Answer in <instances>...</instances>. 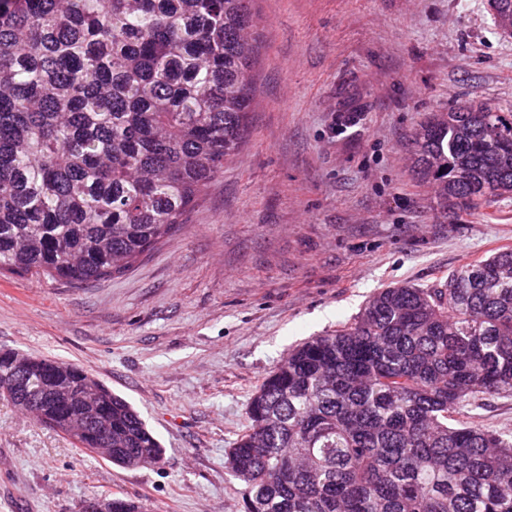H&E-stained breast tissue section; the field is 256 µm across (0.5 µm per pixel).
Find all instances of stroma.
<instances>
[{"mask_svg": "<svg viewBox=\"0 0 512 512\" xmlns=\"http://www.w3.org/2000/svg\"><path fill=\"white\" fill-rule=\"evenodd\" d=\"M241 152L124 275L0 276V350L73 363L141 413L155 467L86 453L0 398V512H239L228 448L288 352L387 286H431L512 248V199L445 213L410 137L465 100L512 109V37L487 0H254ZM85 501V505L83 507L85 512H108L107 510H112V512H141L142 506L136 505L135 503L128 501L124 498L118 497L116 495L112 496V503L106 502L101 499H94L91 501Z\"/></svg>", "mask_w": 512, "mask_h": 512, "instance_id": "stroma-1", "label": "stroma"}]
</instances>
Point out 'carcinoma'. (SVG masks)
I'll list each match as a JSON object with an SVG mask.
<instances>
[{
	"label": "carcinoma",
	"mask_w": 512,
	"mask_h": 512,
	"mask_svg": "<svg viewBox=\"0 0 512 512\" xmlns=\"http://www.w3.org/2000/svg\"><path fill=\"white\" fill-rule=\"evenodd\" d=\"M252 0H0V274L127 271L174 232L245 139ZM445 210L512 198V111L464 101L415 129ZM0 351L14 406L112 464H158L139 411L81 367ZM512 249L442 283L381 289L288 352L225 468L241 512H512ZM473 411L482 424L500 431H512V397H488Z\"/></svg>",
	"instance_id": "carcinoma-1"
}]
</instances>
